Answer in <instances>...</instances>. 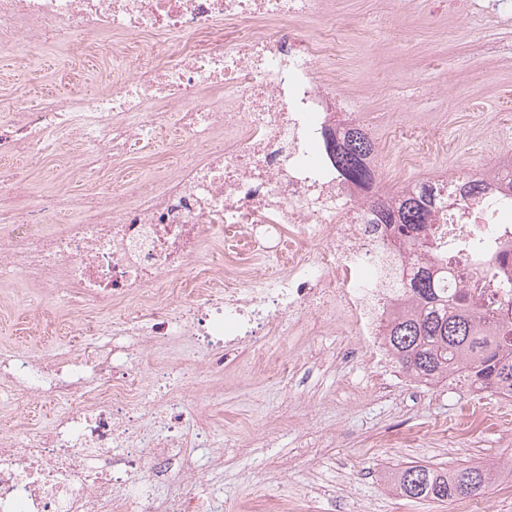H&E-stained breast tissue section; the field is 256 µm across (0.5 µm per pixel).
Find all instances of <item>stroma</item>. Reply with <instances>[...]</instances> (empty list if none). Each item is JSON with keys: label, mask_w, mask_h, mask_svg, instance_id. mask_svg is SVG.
<instances>
[{"label": "stroma", "mask_w": 512, "mask_h": 512, "mask_svg": "<svg viewBox=\"0 0 512 512\" xmlns=\"http://www.w3.org/2000/svg\"><path fill=\"white\" fill-rule=\"evenodd\" d=\"M484 4L325 0L321 16L300 21L302 33L312 38L329 19L357 20V27L340 31L341 89L350 108L374 124L375 145L406 151V143L384 140L391 119L447 139L445 155H425L410 170L393 171V186L476 170L492 152L512 145V18L485 24ZM111 76L112 59L94 42L56 46L33 60L0 48V111L20 95L32 102L48 93L92 95ZM71 148V139H61L54 156L30 168L33 191L49 198L111 186L107 176L90 185L72 182ZM83 321L82 314L50 306L0 309V348L75 354L83 348L75 332ZM341 344L332 329L313 339L292 337L291 372L272 383L241 379L229 364L210 376L211 389L224 391L217 416L225 433L252 412L266 414L271 430L267 440L244 447L231 439L217 471L209 469L203 449H191V466L207 481L220 512L268 493L287 500L293 512H459L455 503L403 499L392 488V472L401 463L449 469L466 460L496 475L495 487L477 499L483 512H512V405L460 383L443 381L421 392L396 387L398 368L379 375L362 362L339 360ZM473 402L493 420L469 430L460 419ZM439 423L446 432L428 434Z\"/></svg>", "instance_id": "stroma-1"}]
</instances>
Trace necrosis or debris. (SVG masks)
<instances>
[{
    "instance_id": "1",
    "label": "necrosis or debris",
    "mask_w": 512,
    "mask_h": 512,
    "mask_svg": "<svg viewBox=\"0 0 512 512\" xmlns=\"http://www.w3.org/2000/svg\"><path fill=\"white\" fill-rule=\"evenodd\" d=\"M324 0H0V45L20 55L103 37L114 62L130 35L177 38L173 59L113 72L98 94L17 99L0 116V285L20 281L48 303L109 316L80 354L0 355V402L24 415L0 430V512H218L204 481L161 497L178 454L218 453L223 434L171 388V374H212L244 360L286 371L288 334L333 328L341 356L391 363L384 339L401 307L381 255L396 236L369 209L374 188L336 171L327 143L347 104L338 94L336 30L296 24ZM173 133L174 171L130 176L125 163ZM75 139L73 173H112L107 196L46 200L29 166L59 135ZM25 166H13L15 157ZM462 199V176L439 192L433 250L448 285L487 306L512 257V209L496 185ZM189 302L174 305L175 294ZM196 364L168 365L172 343ZM157 356L152 382L142 374ZM58 406L51 425L28 410Z\"/></svg>"
}]
</instances>
